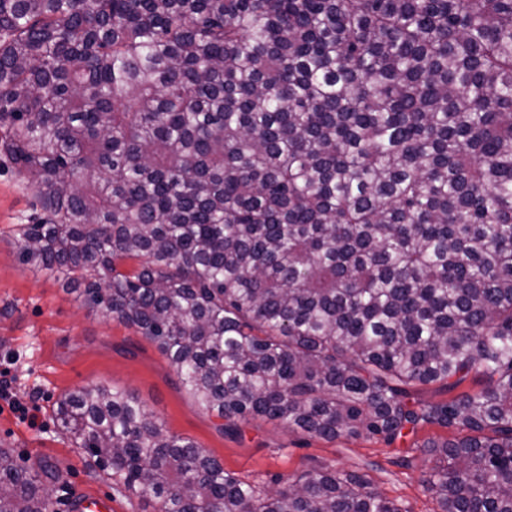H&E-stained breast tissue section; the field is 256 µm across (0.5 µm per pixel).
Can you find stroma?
Returning a JSON list of instances; mask_svg holds the SVG:
<instances>
[{
    "label": "stroma",
    "mask_w": 512,
    "mask_h": 512,
    "mask_svg": "<svg viewBox=\"0 0 512 512\" xmlns=\"http://www.w3.org/2000/svg\"><path fill=\"white\" fill-rule=\"evenodd\" d=\"M38 208L27 180L0 157V371L10 380L0 397V448L10 449L19 464L54 471L55 512H74L76 500L88 494L109 498L112 512L150 510L148 498L131 495L99 471L53 417L51 406L61 395L95 386L134 394L170 433L190 439L225 471L262 490L333 467L363 475L370 490L407 512H438L428 481L442 459L422 445L446 441L452 431L425 425L389 444L365 436L330 440L257 418L241 423L237 435H224L221 419L192 397L155 344L21 262L18 227ZM13 400L33 408L37 426L10 408Z\"/></svg>",
    "instance_id": "obj_1"
}]
</instances>
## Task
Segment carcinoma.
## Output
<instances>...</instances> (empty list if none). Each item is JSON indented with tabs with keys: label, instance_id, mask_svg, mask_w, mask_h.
<instances>
[{
	"label": "carcinoma",
	"instance_id": "cac0c4a2",
	"mask_svg": "<svg viewBox=\"0 0 512 512\" xmlns=\"http://www.w3.org/2000/svg\"><path fill=\"white\" fill-rule=\"evenodd\" d=\"M0 155L22 262L225 433L451 428L440 512H512V0H0ZM53 412L154 512H403L328 467L263 494L125 390ZM50 477L0 448V512ZM473 387V384L471 382H466L461 387L457 388L451 393H448V391L439 383L437 384H431L425 387H422L416 394H415V400L419 403L426 404V403H439L447 401L449 397L455 396L456 394L469 390Z\"/></svg>",
	"mask_w": 512,
	"mask_h": 512
}]
</instances>
